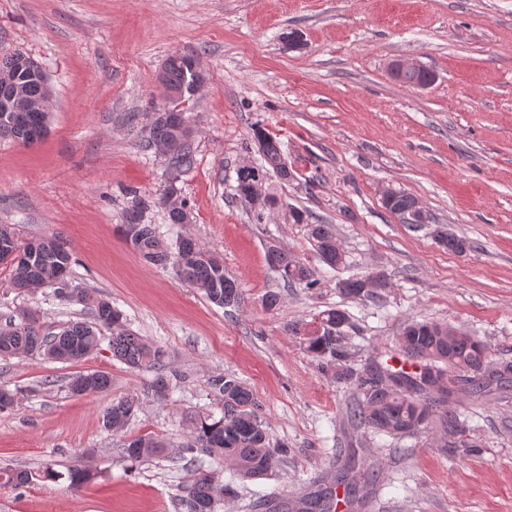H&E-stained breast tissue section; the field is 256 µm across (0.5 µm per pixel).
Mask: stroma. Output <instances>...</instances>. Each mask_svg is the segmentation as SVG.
Here are the masks:
<instances>
[{"label": "stroma", "instance_id": "35a3bbf8", "mask_svg": "<svg viewBox=\"0 0 512 512\" xmlns=\"http://www.w3.org/2000/svg\"><path fill=\"white\" fill-rule=\"evenodd\" d=\"M0 50L38 61L51 92L48 131L25 145L0 138V224L22 239L60 236L71 278L109 298L138 335L160 347L180 379L165 400L150 370L113 359L107 344L73 363L0 359V389L18 392L0 412V466L77 465L100 476L81 490L0 487V512H178L191 471L176 448L187 415L218 412L211 376H236L256 394L271 443L292 453L267 478L240 482L221 512L316 490L336 455L356 453L382 481L356 494L336 488V512H512V385L461 405L467 447L429 435L377 447L351 422L352 389L324 373L292 324L340 307L350 315L352 363L398 354L412 319L462 328L512 361V0H0ZM194 55L205 84L182 104L194 133V165L171 178L146 147V115L166 105L157 75L173 53ZM403 60L431 71L418 88L394 77ZM281 143L290 182L267 175L276 205L256 221L235 191L255 165L254 126ZM156 200L176 188L192 221L146 215L167 242L188 235L224 264L243 293L221 308L172 268L145 262L119 231L127 188ZM413 195L429 222L410 230L385 209L384 189ZM336 227L346 265L322 263L291 208ZM468 239L449 252L435 226ZM277 240L315 270L320 288H281L265 258ZM383 269L379 301L346 300L337 279ZM280 290L281 301L262 299ZM19 308L58 330L80 308L52 288L19 293L0 266V321ZM93 370L108 391L74 396L70 378ZM136 394L142 407L122 431L102 409ZM151 434L168 453L127 472L123 444Z\"/></svg>", "mask_w": 512, "mask_h": 512}]
</instances>
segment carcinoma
<instances>
[{"instance_id":"carcinoma-1","label":"carcinoma","mask_w":512,"mask_h":512,"mask_svg":"<svg viewBox=\"0 0 512 512\" xmlns=\"http://www.w3.org/2000/svg\"><path fill=\"white\" fill-rule=\"evenodd\" d=\"M187 55L172 54L164 80L171 86L185 82L189 73ZM147 144L168 147V166L173 171L192 167L194 158L189 136L170 121L152 119L147 125ZM31 130L27 126L7 127L0 111V137L28 142ZM254 136L259 144L262 162L258 170L263 174H276L283 181L294 179V172L282 166L280 142L258 127ZM130 199L125 209L124 224L120 231L126 242L150 264L175 269L176 275L189 282L209 302L222 308L232 307L241 299L236 282L224 273V264L197 240L184 236L170 247L159 232V227L144 222V213L150 202L128 192ZM416 199L404 192L385 208L399 218L404 210L413 207ZM296 224L309 225V235L319 259L327 266L338 269L345 264V252L332 224H311L306 211L294 209ZM11 250L20 260L10 265L13 288L30 292L43 285L55 288V296L88 310L89 318L69 323L58 332L47 331L36 312L21 309L0 325V357L26 355L52 362H73L98 349L103 332L110 333L109 349L112 358L132 369H153L155 374L151 391L158 399L171 390V376L164 365V352L131 330L123 315L112 307V301L89 288L72 284L69 274L73 253L56 236L39 237L24 241L12 224H0V251ZM287 286H300L308 290L320 286V280L303 262L287 250L278 248V266L274 268ZM390 285L382 275L378 286L367 287L364 276H350L336 282V291L345 299L372 300L381 297V291ZM321 320L329 325L323 335L305 341L308 353L321 362V367L333 372L334 378L358 391L349 406L351 420L378 434L410 436L436 430L445 436H454L461 426L467 425L465 412L448 408V399L456 387L448 383V370L463 374L462 384L472 397H481L488 391L491 381L505 383L491 360L492 348L460 328L446 323L412 320L398 337L402 354L414 361L415 371L395 369L388 364L373 361L361 370L344 364L347 350L344 345L345 328L350 324L348 312L329 308L321 312ZM110 376L102 371H87L72 377L69 390L76 396L95 395L108 390ZM209 387L221 404V415H194L188 418L189 439L181 448L198 463L194 477L184 485L179 495L181 512H218L224 505L228 488L211 472L203 469L197 455L202 454L224 461L232 474L242 479H259L268 474L278 462L288 457L285 442L270 444L266 422L253 393L245 383L232 375L217 374L210 378ZM142 401L136 394L112 400L102 411L106 428L121 431L140 409ZM168 448L165 439L143 435L125 443L122 454L129 470L138 468L144 460L158 456ZM97 476L93 470L73 466L62 473L51 466L43 470H17L0 468V484L15 488L37 481L56 483L68 481V487L80 490ZM332 490H317L302 499L301 512H332Z\"/></svg>"}]
</instances>
